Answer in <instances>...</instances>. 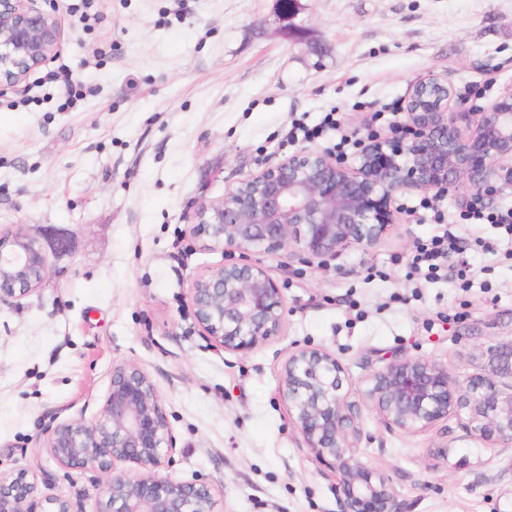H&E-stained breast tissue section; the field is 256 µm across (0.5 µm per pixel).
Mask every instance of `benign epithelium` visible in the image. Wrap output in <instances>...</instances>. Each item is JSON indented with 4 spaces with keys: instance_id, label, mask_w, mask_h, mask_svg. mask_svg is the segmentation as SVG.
Masks as SVG:
<instances>
[{
    "instance_id": "obj_1",
    "label": "benign epithelium",
    "mask_w": 512,
    "mask_h": 512,
    "mask_svg": "<svg viewBox=\"0 0 512 512\" xmlns=\"http://www.w3.org/2000/svg\"><path fill=\"white\" fill-rule=\"evenodd\" d=\"M27 0H0V87H16L55 53L61 30ZM451 83L429 77L406 105L409 135L360 139L355 163L302 149L266 162L222 200L202 205L193 232L210 246L247 256L295 245L312 258L334 256L348 243L370 247L393 226L396 196L419 191L479 193L504 171L512 183V92L471 112H452ZM45 235L21 224L0 229V302L36 291L49 274ZM190 304L201 335L215 351L246 353L279 334L281 288L245 259L197 279ZM492 375L464 381L421 358L394 359L373 372L368 397L385 426L425 431L464 414L476 439L512 447V343L489 350ZM345 367L329 352H292L278 391L307 447L334 460L341 512H400L389 480L358 461L361 429L343 392ZM67 469L104 476L96 512H214L206 484L156 475L175 448L151 377L130 363L112 368L98 413L71 417L38 439ZM129 463L136 474L117 470ZM0 512H72L69 501L42 496L27 471L0 474Z\"/></svg>"
}]
</instances>
